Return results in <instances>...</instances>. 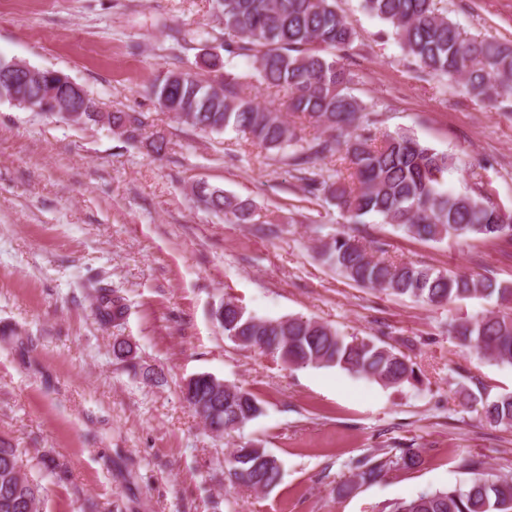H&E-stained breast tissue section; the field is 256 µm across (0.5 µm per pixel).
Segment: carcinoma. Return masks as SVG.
<instances>
[{
	"mask_svg": "<svg viewBox=\"0 0 512 512\" xmlns=\"http://www.w3.org/2000/svg\"><path fill=\"white\" fill-rule=\"evenodd\" d=\"M224 52L252 60L261 83L283 94L286 110L321 128L311 139L304 129L285 121L282 113L241 93L231 73L202 80L188 72L167 71L155 78L149 93L182 124L203 133L231 128L279 161L293 166L341 155L349 175H336L323 188L352 224L376 215L407 235L440 242L512 239V211L495 205L479 188H444L453 156L439 152L409 132L378 137L367 105L350 91L354 74L342 59L351 50L354 32L336 9V0H212ZM363 8L387 23L400 46L429 73L459 80L481 102H512V43L467 35L448 18L440 0H363ZM42 79L14 83L0 80V101H17L34 112L48 97L72 103L77 92L70 77L42 69ZM122 136L135 141L147 126L146 116L108 114ZM207 208L231 222L251 224L255 207L247 199L208 187L195 192ZM381 247L353 235L333 236L319 255L336 272L357 285L438 306L467 297L512 301V285L472 274L441 271L412 262L376 256ZM97 310L102 322L121 320L126 307L105 289ZM224 336L241 348L271 355L290 367L339 368L388 388L415 387L422 379L410 356L370 337L348 336L317 320L288 316L258 318L227 298L212 313ZM448 332L461 346L482 358L512 366V310L448 320ZM184 398L194 413L213 411L211 425L224 432L240 429L263 414V402L252 392L208 373L185 384ZM491 425L512 428V394L482 404ZM421 462L417 448L399 449L386 460L365 456L355 473L339 487L350 495L367 482L390 472L410 470ZM238 484L255 491L271 490L281 480V461L265 448H236L227 459ZM467 477L444 489L410 500L386 503L377 512H512V478L488 470L480 459L464 464ZM47 488L21 466L17 450L0 445V512H38Z\"/></svg>",
	"mask_w": 512,
	"mask_h": 512,
	"instance_id": "1",
	"label": "carcinoma"
}]
</instances>
